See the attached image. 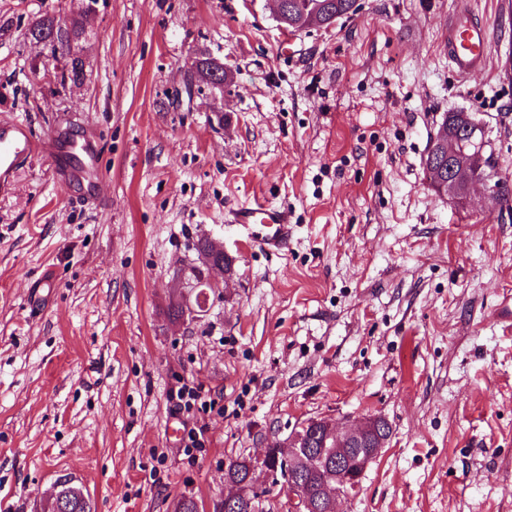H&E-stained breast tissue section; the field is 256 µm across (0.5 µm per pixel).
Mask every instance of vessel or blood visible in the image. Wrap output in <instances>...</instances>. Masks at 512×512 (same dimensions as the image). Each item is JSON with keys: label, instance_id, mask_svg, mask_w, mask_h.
Listing matches in <instances>:
<instances>
[{"label": "vessel or blood", "instance_id": "obj_1", "mask_svg": "<svg viewBox=\"0 0 512 512\" xmlns=\"http://www.w3.org/2000/svg\"><path fill=\"white\" fill-rule=\"evenodd\" d=\"M448 62L456 78L468 79L481 71L490 51L488 26L468 11L455 13L448 21ZM48 156L59 168L76 178L93 184L98 176L96 158L88 144L74 143L57 149L53 136L34 139L28 123L0 120V191L10 190L15 174L23 162L36 156ZM236 226L250 229L254 246L277 251L287 246L293 233L287 209L258 204L239 208L230 215Z\"/></svg>", "mask_w": 512, "mask_h": 512}]
</instances>
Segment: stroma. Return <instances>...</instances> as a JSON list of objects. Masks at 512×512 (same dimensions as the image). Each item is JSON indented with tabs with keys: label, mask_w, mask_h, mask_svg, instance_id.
Returning <instances> with one entry per match:
<instances>
[{
	"label": "stroma",
	"mask_w": 512,
	"mask_h": 512,
	"mask_svg": "<svg viewBox=\"0 0 512 512\" xmlns=\"http://www.w3.org/2000/svg\"><path fill=\"white\" fill-rule=\"evenodd\" d=\"M86 2L0 0V119L92 139L101 170L88 202L43 158L0 194V512H41L64 474L94 512L208 506L229 460L368 415L392 436L340 512H512V207L451 199L423 165L464 111L512 180L499 0H468L492 51L461 84L458 0H357L290 35L270 0ZM46 13L84 16L81 86L24 37ZM203 52L231 79L183 95ZM256 204L288 209L287 252L228 223ZM201 238L233 275L200 307ZM185 385L212 404L177 409Z\"/></svg>",
	"instance_id": "obj_1"
}]
</instances>
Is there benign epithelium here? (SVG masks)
Wrapping results in <instances>:
<instances>
[{"label": "benign epithelium", "mask_w": 512, "mask_h": 512, "mask_svg": "<svg viewBox=\"0 0 512 512\" xmlns=\"http://www.w3.org/2000/svg\"><path fill=\"white\" fill-rule=\"evenodd\" d=\"M476 132L471 119L458 132V139L452 146L451 154L455 161L448 165V181H462L467 184L479 183L486 190L493 189V178L488 172L471 162V155L465 152L464 142L472 140ZM389 422L381 416H368L357 422L345 421L332 424L325 419L307 421L293 432L284 443L276 444L281 449L282 465L262 466L263 483L279 491V497L293 505L294 512H311L308 499L301 495L295 471V463L304 452H310L314 444L329 451L315 459L328 456L336 461L335 486L324 499L327 509H332L334 501L348 499L360 488V479L367 467L377 458L391 437Z\"/></svg>", "instance_id": "benign-epithelium-1"}]
</instances>
